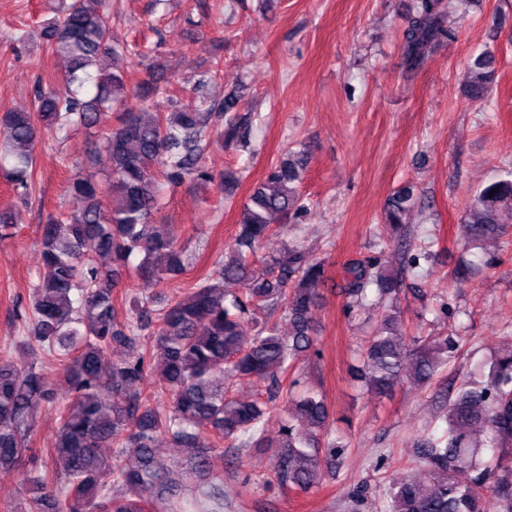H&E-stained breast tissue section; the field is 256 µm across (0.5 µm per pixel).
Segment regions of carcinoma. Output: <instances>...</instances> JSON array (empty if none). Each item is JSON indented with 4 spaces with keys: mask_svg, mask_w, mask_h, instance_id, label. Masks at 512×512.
Instances as JSON below:
<instances>
[{
    "mask_svg": "<svg viewBox=\"0 0 512 512\" xmlns=\"http://www.w3.org/2000/svg\"><path fill=\"white\" fill-rule=\"evenodd\" d=\"M42 37L47 54L63 62L64 76L38 87L36 112L0 116V162L11 164L15 188L31 194L44 135L98 127L117 106L123 112L68 178L79 207L40 225L42 268L21 345L34 343L51 358L70 400L46 457L26 455L36 411L56 402V389L37 362L0 359V469L23 470L31 500L43 512H152L154 501L169 494L168 467L157 454L165 437L188 451L196 470L209 467L208 453L223 452L226 442L276 448L282 483L300 492L317 487L322 462L334 469L348 450L323 396L292 373L299 356L316 345L325 267L291 244L255 264L275 235L273 218L306 209L298 192L303 163L288 157L275 166L242 205L233 246L215 256L212 271L186 298L155 310L144 293L119 286L131 269L142 287L156 288L193 264L175 235L153 221L159 183L212 180L206 149L242 139L249 116L236 113L233 94L204 106L215 79L210 72L193 82L197 104L154 112L145 96L126 106L128 78L143 65V54L114 36L108 0H61ZM456 38L438 0H417L403 30L406 68L418 69L428 50ZM493 65L484 53L472 61L465 87L471 101H487ZM508 201L511 168L475 196L463 220L470 243L507 234L499 207ZM414 206L410 191L397 193L387 203L386 223L404 229ZM97 256L110 257L112 265H99ZM136 256L140 262L132 268ZM397 288V278L371 258L348 263L340 285L349 312L383 308L352 367L353 377L379 397L406 383L433 385L461 349L452 334L408 335L392 297ZM277 309L286 334L265 317ZM248 322L254 327L249 338L243 335ZM152 323L148 347L140 335ZM115 346L126 349L119 360L112 358ZM242 382L255 388L256 398L233 395ZM279 399L286 417L271 438L266 421ZM443 420V438L425 440L417 452L421 474L402 475L386 487L383 512H512V337L490 362L448 383ZM103 448L117 456L131 448L138 463L114 466ZM123 486L134 495L123 494Z\"/></svg>",
    "mask_w": 512,
    "mask_h": 512,
    "instance_id": "cac0c4a2",
    "label": "carcinoma"
}]
</instances>
